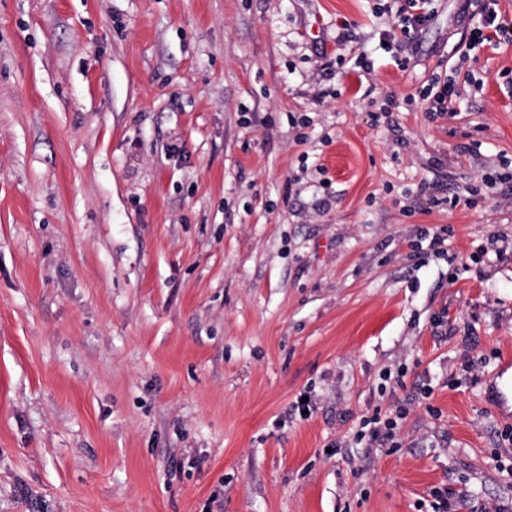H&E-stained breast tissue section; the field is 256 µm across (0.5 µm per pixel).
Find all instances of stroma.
<instances>
[{
  "instance_id": "obj_1",
  "label": "stroma",
  "mask_w": 512,
  "mask_h": 512,
  "mask_svg": "<svg viewBox=\"0 0 512 512\" xmlns=\"http://www.w3.org/2000/svg\"><path fill=\"white\" fill-rule=\"evenodd\" d=\"M386 3L0 0V512L512 500V43L436 0L402 69ZM434 88H436V91L430 97ZM459 97L460 92L456 78L444 80L442 83L437 78L431 90L424 95V98H429L426 110L433 118L447 116L455 111L454 105ZM488 401L503 415L512 417V355L503 357L486 390ZM361 425L356 442L364 443L363 448L401 447L398 422L395 418L382 419L377 411L372 417L364 419Z\"/></svg>"
}]
</instances>
